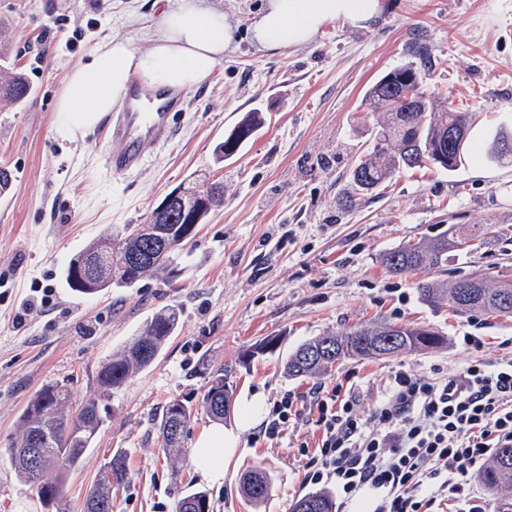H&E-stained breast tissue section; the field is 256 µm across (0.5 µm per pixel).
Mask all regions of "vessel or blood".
I'll use <instances>...</instances> for the list:
<instances>
[{
  "label": "vessel or blood",
  "instance_id": "obj_1",
  "mask_svg": "<svg viewBox=\"0 0 512 512\" xmlns=\"http://www.w3.org/2000/svg\"><path fill=\"white\" fill-rule=\"evenodd\" d=\"M155 111L140 109L141 90L138 84H129L121 96L119 111L111 113L105 126L112 143L105 163L112 173L128 174L140 171L149 148L160 146L172 138L173 113L187 105V92L181 88H167L157 95Z\"/></svg>",
  "mask_w": 512,
  "mask_h": 512
}]
</instances>
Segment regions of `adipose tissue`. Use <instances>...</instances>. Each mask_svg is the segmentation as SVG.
I'll list each match as a JSON object with an SVG mask.
<instances>
[{
  "label": "adipose tissue",
  "instance_id": "ef3b65f1",
  "mask_svg": "<svg viewBox=\"0 0 512 512\" xmlns=\"http://www.w3.org/2000/svg\"><path fill=\"white\" fill-rule=\"evenodd\" d=\"M382 11V0H266L251 23V40L260 52L298 48L311 43L333 19L363 27ZM234 41L228 16L209 0H174L161 17L150 50L138 51L129 39L115 36L103 42L89 62L65 74L55 105L56 124L71 137L94 128L134 75L151 90L199 86ZM262 405L257 395L243 401L236 428L216 423L198 437L193 465L201 480L223 484L224 459L234 453L240 431L257 421Z\"/></svg>",
  "mask_w": 512,
  "mask_h": 512
}]
</instances>
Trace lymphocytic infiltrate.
<instances>
[{
  "mask_svg": "<svg viewBox=\"0 0 512 512\" xmlns=\"http://www.w3.org/2000/svg\"><path fill=\"white\" fill-rule=\"evenodd\" d=\"M309 405L320 438L298 447L305 483L332 488L344 505L370 496L374 512H431L461 498L469 471L496 448L512 446V357L439 380L397 369L368 410L337 389H314Z\"/></svg>",
  "mask_w": 512,
  "mask_h": 512,
  "instance_id": "obj_1",
  "label": "lymphocytic infiltrate"
}]
</instances>
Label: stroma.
<instances>
[{"instance_id":"stroma-1","label":"stroma","mask_w":512,"mask_h":512,"mask_svg":"<svg viewBox=\"0 0 512 512\" xmlns=\"http://www.w3.org/2000/svg\"><path fill=\"white\" fill-rule=\"evenodd\" d=\"M264 2L211 0L229 14L236 49L189 90L171 141L150 150L139 172L116 175L105 165L112 144L102 127L65 136L54 123L55 103L67 71L105 40L126 37L148 49L167 0H0V21L15 32L12 67L30 88L22 103L0 101V167L15 177L12 191L0 195V441L17 434L23 409L50 382L67 381L73 407L95 398L107 410L69 475L64 512H84L100 467L117 452L128 476L112 489V512H175L194 490L206 491L212 512H292L311 491L297 446H316L320 435L304 400L310 389L350 387L368 407L397 368L433 378L512 354V318L437 309L417 290L423 279H512V163L469 154L454 172L404 169L364 194L349 178L377 127L364 94L399 66H424L427 93L474 113L469 145L512 133V0H386L368 26L338 19L308 45L261 54L249 26ZM132 13L143 23L129 24ZM256 108L262 130L236 157L215 164L214 145ZM195 177L222 182L224 204L170 266L132 288L93 296L68 288L63 272L76 253L110 226L146 223L168 193ZM452 224H493L501 233L450 253L443 268L387 273L386 252L434 239ZM43 288L52 291L49 303L18 321L21 305ZM168 308L177 310L179 325L159 356L101 393V365ZM378 320L433 329L444 343L344 361L312 377L285 373L299 345ZM466 336L481 337V348L464 345ZM270 337L278 346L256 352ZM219 368L232 372L233 405L258 394L269 409L288 392L300 399V424L273 441L257 428L244 431L224 463L223 485L208 486L192 455L211 424L197 407ZM174 399L196 412L172 457L156 423ZM251 470L271 478L268 498L258 503L239 490ZM0 512H44L5 456Z\"/></svg>"}]
</instances>
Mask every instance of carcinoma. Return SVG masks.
<instances>
[{
    "instance_id": "cac0c4a2",
    "label": "carcinoma",
    "mask_w": 512,
    "mask_h": 512,
    "mask_svg": "<svg viewBox=\"0 0 512 512\" xmlns=\"http://www.w3.org/2000/svg\"><path fill=\"white\" fill-rule=\"evenodd\" d=\"M6 42L0 28V96L14 103L26 97L29 87L25 78L4 64ZM424 74L412 66L395 68L381 77L365 93V105L372 114L380 112L387 120L379 125L374 144L353 166L350 177L355 190L368 193L390 182L402 169L420 167L429 163L452 172L464 160L467 146L448 148V129L468 130V113L454 107L453 101L430 97L423 89ZM262 124L260 111L248 112L237 128L250 140ZM242 142L218 143L213 152L214 162L221 164L233 156ZM206 207L198 214L197 224L203 223L210 211L224 200L223 187L212 184L203 191ZM181 204L174 202L173 221L152 218L146 224H125L120 229L100 237L79 251L68 263L64 279L73 291L90 296L112 288H130L136 282L153 274L171 262L172 252L191 240L196 224L189 227L180 222ZM494 225L485 224L469 235L455 226L448 233L427 245L404 244L383 256L388 272L400 276L416 270H431L448 263V254L459 251L474 239L494 235ZM467 289L460 288V280L443 285L427 281L418 284L423 300L434 307L448 306L455 312L486 313L496 317H512V280L498 281L491 287L485 277H466ZM178 327L174 310L153 314L141 328L134 341L112 354L101 366L98 383L103 391L121 386L130 376L148 367ZM404 336L408 345L401 352L423 351L443 344L435 331L391 324L358 326L341 335L318 336L299 346L288 357L286 369L292 376L315 374L340 360L378 358L371 344L376 336ZM318 348L321 353L306 358V348ZM233 397L232 385L224 371L215 373L204 395L200 408L209 417L224 419L229 414ZM192 408L174 399L168 402L158 417V432L162 447L174 452L181 448L182 438L173 439L170 423L179 421L187 426ZM103 424L98 403L91 399L72 414L67 384L55 382L42 388L24 408L20 416V432L6 444L0 443V456L11 460L17 476L33 486L42 504L61 510L69 471L82 463L85 453ZM40 449L37 462L26 456V449ZM127 478L124 456L117 453L100 468L95 484L89 492L84 512H112V486ZM482 485L491 492L512 489V447L497 449L479 472ZM270 480L266 473L251 471L243 477L242 491L251 500L268 495ZM197 499L192 508L185 498L176 504V512H209L206 493H191Z\"/></svg>"
}]
</instances>
